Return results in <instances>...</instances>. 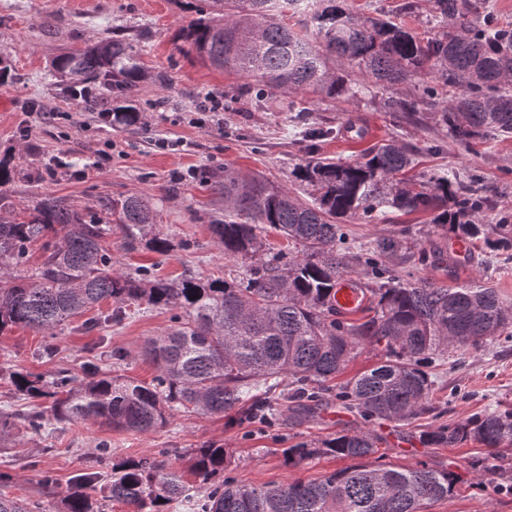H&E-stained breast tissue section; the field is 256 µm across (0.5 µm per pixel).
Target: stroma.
Masks as SVG:
<instances>
[{
    "label": "stroma",
    "mask_w": 512,
    "mask_h": 512,
    "mask_svg": "<svg viewBox=\"0 0 512 512\" xmlns=\"http://www.w3.org/2000/svg\"><path fill=\"white\" fill-rule=\"evenodd\" d=\"M362 15H386L415 32H424L431 6L416 0L406 12L405 0H349ZM194 17L183 0H0V53L8 71L0 77V98L13 106L0 111V159H10L14 173L0 186L7 207L0 216L23 211L45 196L63 197L82 212L111 218L113 201L145 196L155 224L173 243L164 256L147 250L130 252L120 231L112 233V264L131 270L150 268L154 276H193L203 279L224 274V253L208 226L224 213V197L216 188L225 168L260 175L278 185H291V173L311 158L340 162L360 160L367 148L387 140L414 151L416 174L453 171L477 174L493 206L485 221L498 223L512 214V139L491 136L470 146L452 139L446 126L429 111L402 114L383 107L385 95L364 87L346 100L319 99L303 115L305 126L326 130L316 142L286 132V95L272 94L258 106L242 93L234 76L180 51L175 36ZM131 42L139 51L143 76L134 96L137 124L115 126L101 120L123 100L111 82L90 83L92 107L76 99L73 86L52 69L53 59L71 49L111 37ZM220 103L206 126H198L195 112L205 97ZM367 128L364 138H348L347 124ZM429 213L391 214L388 222L343 224L344 246L382 238L405 240V249L388 254L387 265L409 280L467 282L478 278L498 289L512 304V261L506 251L476 243L468 259L431 267L423 265L422 251L449 249L451 237L442 236ZM173 310L141 307L122 324L87 333L73 320L49 337L28 327L0 333V412L23 415L46 409L47 400L16 392L8 381L13 372L51 376L65 368L81 373L91 354L121 348L129 353L121 372L139 380L151 379L154 368L139 350L147 338L171 324ZM54 346V359L41 358L42 348ZM431 395L433 410L426 424L460 421L485 407L512 408V339L486 342L482 347L452 349L435 370ZM382 439L387 462L412 466L419 462L456 471L461 481L453 496L426 512H512V449L488 455L468 443L455 448L421 445L417 429L376 420L364 422L358 413L336 404L323 406L304 423L288 421L267 427H228L222 415L180 413L150 434L114 431L105 427L65 423L51 435L15 427L0 441V471L10 473L7 494L38 504L41 512H60L62 501L80 473L109 474L111 466L98 462V444L107 442L113 461L126 458L166 460L177 472H188L192 449L210 442L232 451L229 473L245 485L280 484L293 478L310 479L346 467L344 459L319 456L297 468L286 467L282 451L299 442H320L339 432L361 428ZM52 471L50 487L40 483V469Z\"/></svg>",
    "instance_id": "stroma-1"
}]
</instances>
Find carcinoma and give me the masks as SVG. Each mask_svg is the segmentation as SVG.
<instances>
[{"label": "carcinoma", "mask_w": 512, "mask_h": 512, "mask_svg": "<svg viewBox=\"0 0 512 512\" xmlns=\"http://www.w3.org/2000/svg\"><path fill=\"white\" fill-rule=\"evenodd\" d=\"M203 16L180 29L179 39L203 63L241 80L251 99L264 104L271 90L347 100L356 91L329 60L357 67L367 83L396 90L417 74L432 78L418 98L387 97L390 112L439 114L448 134L467 146L488 135L512 137V28L477 22L469 0H428L438 31L424 41L402 24L361 16L343 0H202ZM309 19L322 48L282 22L283 13ZM54 70L70 82L100 78L134 91L143 74L137 51L122 39L58 56ZM413 153L394 142L369 150L360 161L311 158L293 181L311 188L312 202L285 187L224 167V219L209 225L224 258L243 272L222 279L167 281L143 269L112 268V225L85 216L64 198L39 201L28 215L0 220V332L23 326L48 336L66 321L104 302L110 313L84 321L93 331L123 322L130 307L166 306L179 311L174 325L147 339L142 356L154 366L151 381L100 367L79 379L62 370L50 381L15 372L10 383L31 398L51 400L49 413L25 417L34 433L58 423L100 424L147 434L177 412L224 414L236 425L267 426L281 417L274 394L288 378V421L313 414L330 382L362 349L379 361L336 391V404L364 419L410 422L429 412L432 369L448 348L479 347L512 336V305L482 282L438 284L408 281L383 258L400 241L341 251L347 219L376 222L388 212H430L443 231L470 240L485 234L478 179L457 175L408 176ZM128 250L165 256L172 244L139 196L112 205ZM286 240L275 247L269 233ZM494 244L512 248V224H496ZM42 242V261L24 270L29 247ZM359 287L356 308L336 307V284ZM363 314V320L353 315ZM381 438L370 430L340 433L318 444L284 449L288 467L319 455L351 465L316 479L278 485H239L225 476L232 455L211 443L192 452L191 473L207 485L199 498L165 461L125 460L92 494L100 473L77 476L63 512H106L117 502L127 512H421L448 499L460 483L451 470L419 462L373 465ZM419 441L435 447L477 443L495 453L512 447V409H485L465 420L427 427ZM0 512H38L29 501L0 493Z\"/></svg>", "instance_id": "obj_1"}]
</instances>
